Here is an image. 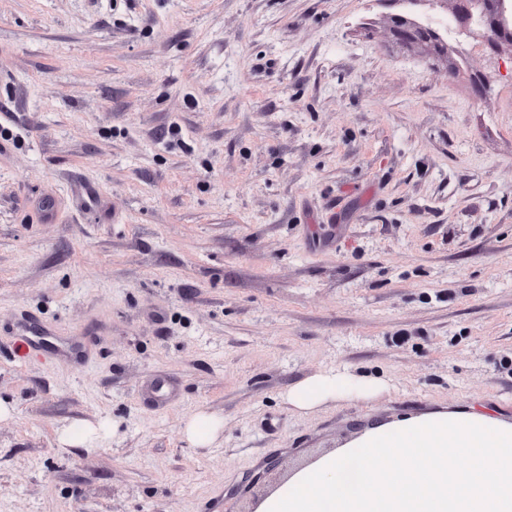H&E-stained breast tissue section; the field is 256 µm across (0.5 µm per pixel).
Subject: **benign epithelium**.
Returning a JSON list of instances; mask_svg holds the SVG:
<instances>
[{
  "mask_svg": "<svg viewBox=\"0 0 512 512\" xmlns=\"http://www.w3.org/2000/svg\"><path fill=\"white\" fill-rule=\"evenodd\" d=\"M424 3L432 12L450 11L449 21L456 29L478 40L489 63H495L503 46L512 48V22L506 19L508 0H389L393 4ZM393 31L406 45H422L435 52L448 50L438 31L404 16H393Z\"/></svg>",
  "mask_w": 512,
  "mask_h": 512,
  "instance_id": "1",
  "label": "benign epithelium"
}]
</instances>
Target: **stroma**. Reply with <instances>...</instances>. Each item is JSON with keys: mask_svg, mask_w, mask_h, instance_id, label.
<instances>
[{"mask_svg": "<svg viewBox=\"0 0 512 512\" xmlns=\"http://www.w3.org/2000/svg\"><path fill=\"white\" fill-rule=\"evenodd\" d=\"M403 13L0 0V512H246L369 421L512 417V48L480 98ZM325 371L384 387L293 411ZM393 31L397 40L406 45H422L435 52L448 51V44L442 40L436 29L407 16H393ZM222 427L223 424L218 418L198 411L185 421L183 435L193 447L208 448L219 438Z\"/></svg>", "mask_w": 512, "mask_h": 512, "instance_id": "stroma-1", "label": "stroma"}]
</instances>
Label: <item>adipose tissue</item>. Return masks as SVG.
Returning a JSON list of instances; mask_svg holds the SVG:
<instances>
[{
  "label": "adipose tissue",
  "mask_w": 512,
  "mask_h": 512,
  "mask_svg": "<svg viewBox=\"0 0 512 512\" xmlns=\"http://www.w3.org/2000/svg\"><path fill=\"white\" fill-rule=\"evenodd\" d=\"M368 382L322 372L289 389L311 411ZM459 456L464 466L449 465ZM254 512H512V420L451 406L375 421L289 473Z\"/></svg>",
  "instance_id": "ef3b65f1"
}]
</instances>
